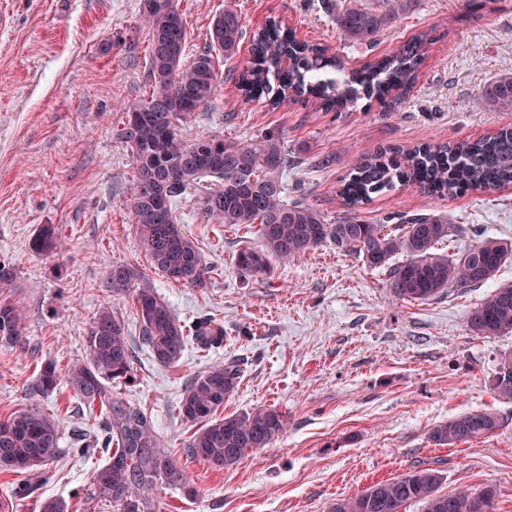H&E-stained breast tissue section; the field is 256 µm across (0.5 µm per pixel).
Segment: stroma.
Returning a JSON list of instances; mask_svg holds the SVG:
<instances>
[{
  "label": "stroma",
  "instance_id": "stroma-1",
  "mask_svg": "<svg viewBox=\"0 0 512 512\" xmlns=\"http://www.w3.org/2000/svg\"><path fill=\"white\" fill-rule=\"evenodd\" d=\"M382 11L381 0H177L187 16V53L206 40L214 15L236 10L246 32L267 19L363 68L424 32L430 44L406 95L360 99L337 112L302 100L278 108L245 103L237 78L250 56L242 42L232 62L218 61L211 108L195 113L191 136L241 144L278 132L301 164L288 172V197L319 210L328 223L347 212L337 195L351 159L421 142L474 141L512 127V112L490 111L486 85L512 73V0H407L374 42L345 39L338 10L353 4ZM0 257L17 271L12 298L26 312L18 344L0 343V416L37 407L61 429L59 455L35 492L16 494L19 476L0 473L9 512H39L59 498L67 512H116L91 498L95 467L109 458L101 445L103 416L89 412L67 385L35 396L41 364L66 369L86 357L84 337L96 312L111 308L134 338L131 381L114 394L145 409L166 448L182 465L196 496L156 483L155 512H329L333 502L374 483L431 468L440 490L495 487V512H512V400L490 381L512 334L482 339L464 316L491 284L455 288L424 303L395 299L384 271L327 242L268 275L240 276L238 250L259 245L256 225L218 224L197 199L177 219L207 265L194 288L155 271L140 248L126 207L135 165L112 136L119 99L144 95L149 71L139 0H0ZM356 216L400 232L414 215L430 214L456 232L441 249L457 253L480 235L512 239V185L436 199L412 185L372 196ZM58 228L59 245L35 255L30 242L43 225ZM121 263L147 278L176 319L190 326L222 323L218 347L189 342L171 366L139 345L131 297L101 288ZM228 361L241 369L225 414L259 406L283 413L287 429L259 454L230 469L190 459L194 428L179 405L186 383ZM491 409L494 434L453 447L429 432L448 417Z\"/></svg>",
  "mask_w": 512,
  "mask_h": 512
}]
</instances>
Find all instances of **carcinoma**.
Masks as SVG:
<instances>
[{"instance_id":"obj_1","label":"carcinoma","mask_w":512,"mask_h":512,"mask_svg":"<svg viewBox=\"0 0 512 512\" xmlns=\"http://www.w3.org/2000/svg\"><path fill=\"white\" fill-rule=\"evenodd\" d=\"M404 2L386 0L383 13L347 7L336 13V26L346 39L371 41ZM140 13L147 27L150 91L143 98L120 101L126 120L112 136L135 165L127 205L140 247L166 278L206 286L203 258L176 217V207L190 196L198 197L205 215L221 224L259 225V246L239 250L234 259L246 277L266 274L272 261L286 263L330 241L339 250L363 255L368 267L385 271L395 298L422 303L453 288L483 285L512 259V240L495 237H484L455 255L439 252L438 244L454 227L431 215L410 219L399 235L357 216L327 223L316 208L288 201L286 179L294 161L275 133L247 145L215 136L189 138L185 124L210 106L215 92L214 54L230 59L239 52L245 37L240 16L231 9L214 16L208 42L185 64L188 30L174 0H141ZM428 42L427 35H417L380 62L346 71L323 48L270 20L253 33L251 57L238 84L247 102L266 96L276 108L308 96L332 110L364 96L383 97L391 89L410 90ZM484 98L490 109L511 112L512 75L487 85ZM349 166L350 177L340 191L348 206L367 203L397 184L412 183L440 197L506 186L512 184V128L474 142L392 148ZM204 177L216 183H204ZM57 240L54 226L45 225L31 240V249L46 253ZM399 252L405 260L396 263L392 258ZM16 278L14 265L0 260V339L13 343L25 328L23 309L9 298ZM105 290L114 296L132 295L140 342L161 365L175 364L191 337L206 347L224 339V327L211 318L191 328L180 324L149 283L135 285L134 270L127 265L112 266ZM464 322L481 338L512 333V281L497 283L467 312ZM85 347L86 359L73 362L64 375L55 362L42 363L34 390L47 395L63 380L89 407L104 411L103 444L112 448V456L93 473L92 499L112 504L117 512H152L147 489L158 481L185 488L187 478L157 436L151 415L112 392V384L132 371L133 346L124 321L107 308L100 310L89 326ZM239 377L236 367L217 363L193 377L181 399L183 418L196 426L187 453L216 469H230L248 452L270 447L287 426L285 416L272 407L217 418ZM491 389L512 400V351L499 356ZM500 426L497 413L476 409L433 426L430 436L439 445L453 447L488 436ZM59 439L57 421L37 407L0 417V472L28 474L50 464L58 454ZM440 483L433 469L412 470L336 500L331 512H404L412 502L422 503L423 512H485L483 504L494 503L497 496L491 486L441 493Z\"/></svg>"}]
</instances>
